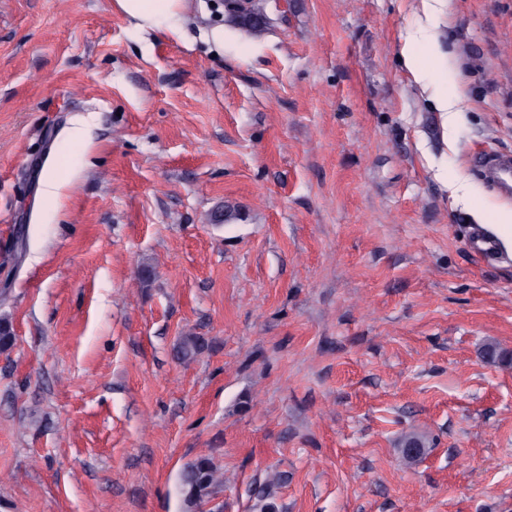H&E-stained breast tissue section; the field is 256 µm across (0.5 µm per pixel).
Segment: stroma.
<instances>
[{"label":"stroma","instance_id":"35a3bbf8","mask_svg":"<svg viewBox=\"0 0 512 512\" xmlns=\"http://www.w3.org/2000/svg\"><path fill=\"white\" fill-rule=\"evenodd\" d=\"M265 12L0 0V512H182L204 453L223 512H512V258L469 240L508 206L474 157L512 155V0ZM187 0H115V8L140 31L177 35ZM229 14L244 29L254 30L266 24V14L262 0H249L246 9L242 12L229 11ZM265 18L264 21L261 19ZM412 35L399 49V56L414 83L426 86V73L411 49ZM438 112L443 113L444 128L450 138L457 123L460 112H465L469 101L467 92L463 88H458L451 95L447 93L433 92L430 96ZM224 485V471L210 455L201 454L182 467L178 489L184 512H214L206 507Z\"/></svg>","mask_w":512,"mask_h":512}]
</instances>
